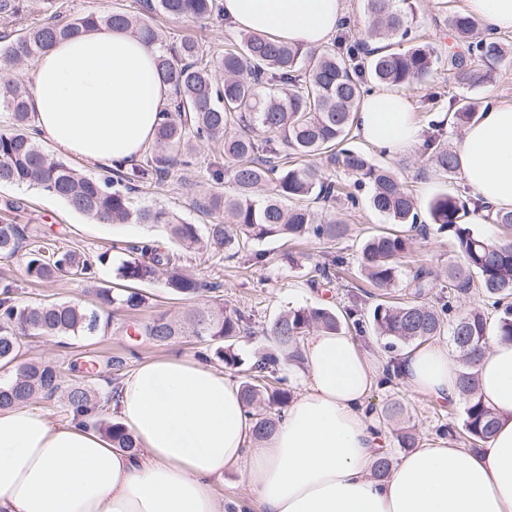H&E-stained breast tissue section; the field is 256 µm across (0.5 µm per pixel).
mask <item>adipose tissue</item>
I'll use <instances>...</instances> for the list:
<instances>
[{"mask_svg":"<svg viewBox=\"0 0 512 512\" xmlns=\"http://www.w3.org/2000/svg\"><path fill=\"white\" fill-rule=\"evenodd\" d=\"M220 2L234 29L305 49L327 45L345 12V0ZM158 55V45L105 26L56 43L32 70L34 127L87 163L137 160L170 101ZM421 132L404 92L376 90L360 106L357 136L388 156L414 150ZM458 160L478 198L512 209V105L465 127ZM300 351V390L264 439L239 383L177 355L141 362L120 382L111 407L133 452L71 413L0 411V512H512V342L496 328L476 367L493 436L478 448L417 444L382 478L373 466L391 453L388 431L368 404L378 363L343 331H313ZM400 370L411 391L459 402L458 358L447 346L405 352ZM237 467L247 492L231 503L220 487Z\"/></svg>","mask_w":512,"mask_h":512,"instance_id":"1","label":"adipose tissue"}]
</instances>
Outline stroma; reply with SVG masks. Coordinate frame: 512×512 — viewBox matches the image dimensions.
Returning <instances> with one entry per match:
<instances>
[{
    "mask_svg": "<svg viewBox=\"0 0 512 512\" xmlns=\"http://www.w3.org/2000/svg\"><path fill=\"white\" fill-rule=\"evenodd\" d=\"M24 11L15 17L0 15V38L11 39L27 31L36 23L61 15L76 17L89 12L100 15L122 9L133 15L145 11L143 0H24ZM463 0H419V22L416 32L422 42L430 44L438 54L448 52L453 36L448 26L450 12L461 9ZM150 21L163 31L167 44H177L186 38L198 42L205 54L223 48L227 39L235 36V29L217 17L201 24L192 20H171L162 16H151ZM439 91L444 95H468L479 105L512 104V61L507 60L493 66L491 82L469 87L457 83L446 71H438L434 82L417 86L409 91L413 110L421 125H429L435 114L431 112L428 97ZM216 151H199L191 167L173 171L159 186L144 187L135 196L137 203L164 207L178 212L188 221L206 223L205 215L194 209L193 203L213 192H231L228 181H215L210 165L216 161ZM384 164L397 172L406 187L417 198L419 204H426L440 192L457 193L464 184L460 177L446 178L437 175L423 150L400 157H381ZM23 202L25 210L18 216V223L27 225L31 234H49L57 238L59 246L80 252L110 251L112 261L96 270L95 284L112 282L115 270L125 254L119 245L146 236L164 239L163 228L142 224H102L88 220L70 210L61 201L35 188L18 185H0V206L6 201ZM381 216L369 208H361L349 219L347 234L330 244L306 239L291 246L279 239L259 243L258 248L266 255L265 262L250 261L240 256L233 261H224L195 251L184 252L182 263L185 270L196 277L220 282L221 302L225 309H237L252 317L249 334L240 336L235 351L245 363H252L255 354L266 340L262 329L266 323L291 308L302 306H325L344 311L359 300L361 293L355 288L350 274L356 271L360 259L362 242L370 232L383 226ZM342 256L348 276L334 281L330 286L313 289L306 282L307 260H318L323 251ZM293 252L297 262L288 264L285 252ZM455 259L454 250L446 236L430 233L428 238L414 237L408 254L400 261L402 280H409L412 270L426 265L438 275L436 286L426 301L437 304L440 296L446 295L448 280L445 272ZM0 278L13 280L21 290L22 300L88 301L87 285L78 279L61 276L49 282L35 283L28 277L23 256H0ZM25 359L51 357L71 361L85 357L106 366L112 357H129L137 353L139 359L162 358L172 354L191 356L195 353L193 337L185 336L168 345H150L136 341L133 333V319L126 312H115L112 325L107 333L92 339L56 338L53 340L29 339L24 348ZM400 402L404 408L397 423L414 429L418 441L439 442L437 429L441 424L461 425L464 418L463 405L448 408L432 402L407 388L401 381L379 385L369 397L370 405L383 409L387 404Z\"/></svg>",
    "mask_w": 512,
    "mask_h": 512,
    "instance_id": "stroma-1",
    "label": "stroma"
}]
</instances>
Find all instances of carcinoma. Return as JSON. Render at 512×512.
Segmentation results:
<instances>
[{
    "label": "carcinoma",
    "mask_w": 512,
    "mask_h": 512,
    "mask_svg": "<svg viewBox=\"0 0 512 512\" xmlns=\"http://www.w3.org/2000/svg\"><path fill=\"white\" fill-rule=\"evenodd\" d=\"M145 2L148 12L159 11L173 19L206 22L221 15L217 0ZM362 4L370 22L368 31L358 39L341 38L334 49L304 50L267 35L241 32L210 60L203 59L194 41L168 46L146 19L118 10L107 15L56 16L37 24L0 45V69L33 63L57 41L95 27H121L160 45L157 66L172 97L143 158L93 178L54 156L32 135L29 89L0 78V104L12 117L9 127L0 128V183L29 184L93 221L161 225L182 249L210 251L227 261L268 239L313 237L334 242L346 234L348 222L336 214L323 215L313 205L340 202L347 213L365 201L385 223L365 240L361 251L360 272L372 286L366 295L374 300L373 306L355 305L342 318L320 306L278 315L263 328L274 347L243 370V400L251 413L260 405H287L291 390L280 376L281 361L301 362L300 345L316 329L338 331L346 323L361 335L370 327L385 339L384 348L390 352L446 334L461 363L459 388L465 417L462 429L443 424L438 432L452 439L461 435L475 446L496 427L493 413L478 397L476 373L489 323H496L499 335L512 341V244L487 239L466 217L484 211L489 222L512 227V210L496 211L478 198L439 193L423 214L394 170L374 163L360 149L346 147L361 102L372 87L411 89L437 72L429 46L417 43L406 50L399 48L412 40L417 0H362ZM448 26L460 50L449 53L443 65L459 83L481 84L491 76V63L512 57V43L482 28L473 16L454 11ZM443 112V119L431 122L436 134L425 146L434 170L448 176L457 174V153L437 133L446 125L461 129L475 122L479 106L469 97H452ZM209 143L222 148L224 159L213 177L219 182L227 177L233 185L231 194L214 192L203 203L194 204L210 218L209 223L193 224L162 207L132 205L129 193L163 181L179 165L190 166L197 148ZM315 158L322 165L315 164ZM330 168L343 169L353 181L329 179L326 170ZM429 225L448 235L457 253L458 261L448 267V288L458 294L476 290L495 317L478 309L456 314L453 295L436 307L424 302L436 280L434 271L424 265L412 271L406 285L410 298L389 300L399 260L412 243L407 229L425 232ZM21 251L27 275L38 282H48L60 273L89 280L97 266L110 262L106 252L63 250L53 239L29 238L24 224L1 221L0 255L12 257ZM125 251L128 259L116 269V285L95 288L90 303L23 302L15 282L1 279L0 363L15 362L26 337L88 339L106 332L112 308L141 309L148 296L137 285L162 276L169 292L182 299L217 293L222 287L185 271L180 256L155 240L142 238ZM343 266L341 257L323 254L308 284L315 288L332 281ZM249 324L251 316L218 305L195 308L183 320L154 317L139 324L134 333L157 345L194 336L225 366L237 368L241 358L233 340ZM123 366V359H113L112 373L105 376L90 368L83 371L73 362L67 380L52 358L24 362L10 381L0 383V410L61 394L66 410L94 418L93 425L112 446L131 450L134 441L128 429L104 419L110 405L105 385L120 379Z\"/></svg>",
    "instance_id": "cac0c4a2"
}]
</instances>
